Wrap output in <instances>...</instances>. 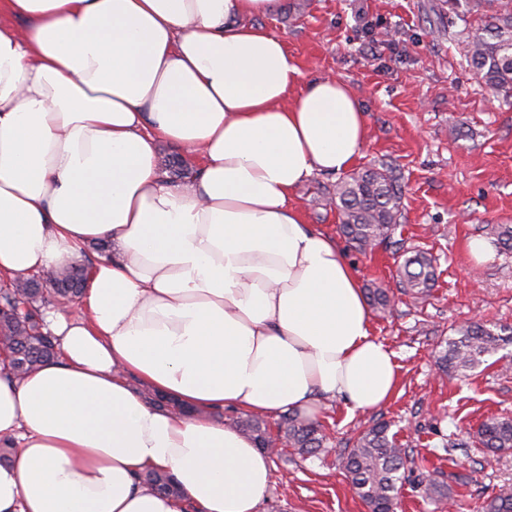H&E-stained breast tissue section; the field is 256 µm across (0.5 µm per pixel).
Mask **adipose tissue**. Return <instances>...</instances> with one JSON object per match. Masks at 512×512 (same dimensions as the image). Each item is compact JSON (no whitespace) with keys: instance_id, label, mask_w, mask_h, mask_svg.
I'll return each instance as SVG.
<instances>
[{"instance_id":"obj_1","label":"adipose tissue","mask_w":512,"mask_h":512,"mask_svg":"<svg viewBox=\"0 0 512 512\" xmlns=\"http://www.w3.org/2000/svg\"><path fill=\"white\" fill-rule=\"evenodd\" d=\"M280 6L0 0V278L110 247L78 315L49 319L60 357L0 370V512H259L271 457L212 409L313 419L326 398H391L362 282L294 202L362 157L365 114L249 24ZM163 143L201 157L198 181H168ZM149 469L183 497L142 485Z\"/></svg>"}]
</instances>
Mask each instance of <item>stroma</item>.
I'll return each mask as SVG.
<instances>
[{
	"instance_id": "stroma-1",
	"label": "stroma",
	"mask_w": 512,
	"mask_h": 512,
	"mask_svg": "<svg viewBox=\"0 0 512 512\" xmlns=\"http://www.w3.org/2000/svg\"><path fill=\"white\" fill-rule=\"evenodd\" d=\"M434 0H282L251 22L282 35L311 81L347 82L366 114L368 138L359 166H399L405 190L408 248L430 251L438 278L430 296L401 294L392 254L342 250L363 284L395 295L372 313L373 335L397 356L398 382L383 406L347 413L340 401L318 417L328 453L275 456L260 512H368L338 458L360 430L390 425L410 458L396 512H445L421 487L426 476L447 484L452 512H479L512 485V450L489 456L474 440L491 416L512 417V367L495 363L465 378L438 372L434 351L469 321L512 327V252L479 263L467 243L490 224L512 225V98L481 87L457 41L484 23L470 18L449 32L432 23ZM335 176L316 174L295 198L306 223L337 235L327 190Z\"/></svg>"
}]
</instances>
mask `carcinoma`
Instances as JSON below:
<instances>
[{"label": "carcinoma", "mask_w": 512, "mask_h": 512, "mask_svg": "<svg viewBox=\"0 0 512 512\" xmlns=\"http://www.w3.org/2000/svg\"><path fill=\"white\" fill-rule=\"evenodd\" d=\"M494 0H437L432 7L434 23L440 29L452 24L450 14L463 17L480 14ZM493 30L491 38L473 34L459 46L484 85L505 96H512V0L500 13L487 16ZM331 204L338 212V229L346 241L366 255L378 250L390 251L399 258L397 276L402 291L415 297L427 295L436 283V258L423 250H405L397 239L404 223L402 175L396 166L381 163L340 178L328 190ZM498 247L512 251V225L491 227ZM90 271L85 264H70L54 271L43 282L16 276L0 288V364L13 375L24 374L55 355L54 336L42 331L38 321V302L47 284L57 296L73 301L81 297ZM365 297L383 312L391 304L387 289L374 286ZM512 344V332L503 335L480 322H471L456 330L438 351L439 370L460 376L478 368L486 357ZM235 425L248 434L258 447L269 449L280 442L300 455H319L326 451L320 425L283 414L271 430L266 421L244 414ZM390 424L377 422L361 432L352 446L341 454V467L353 493L368 512H394L405 473L406 451L389 431ZM482 447L498 453L512 449V418L492 416L476 431ZM143 483L166 495L179 496L181 490L161 470L141 475ZM481 512H512V490L503 489L489 497Z\"/></svg>", "instance_id": "obj_1"}]
</instances>
